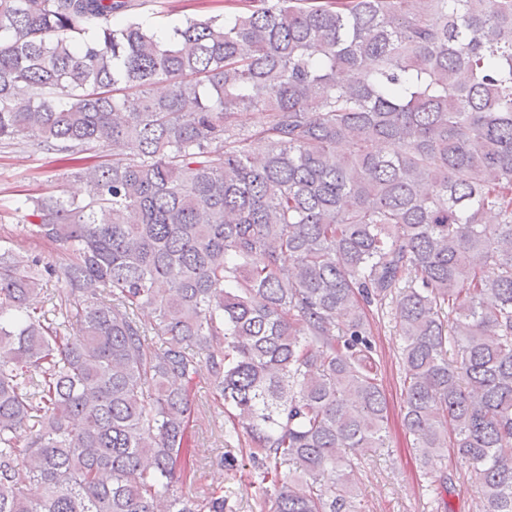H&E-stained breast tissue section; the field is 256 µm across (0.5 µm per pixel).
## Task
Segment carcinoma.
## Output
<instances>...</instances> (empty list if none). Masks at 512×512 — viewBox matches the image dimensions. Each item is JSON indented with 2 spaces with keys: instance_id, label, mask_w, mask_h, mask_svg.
<instances>
[{
  "instance_id": "obj_1",
  "label": "carcinoma",
  "mask_w": 512,
  "mask_h": 512,
  "mask_svg": "<svg viewBox=\"0 0 512 512\" xmlns=\"http://www.w3.org/2000/svg\"><path fill=\"white\" fill-rule=\"evenodd\" d=\"M128 8L0 0V142L87 190L24 203L64 263L0 244V512H224L174 491L196 348L271 512H355L390 305L423 463L512 512V0H242L164 41Z\"/></svg>"
}]
</instances>
